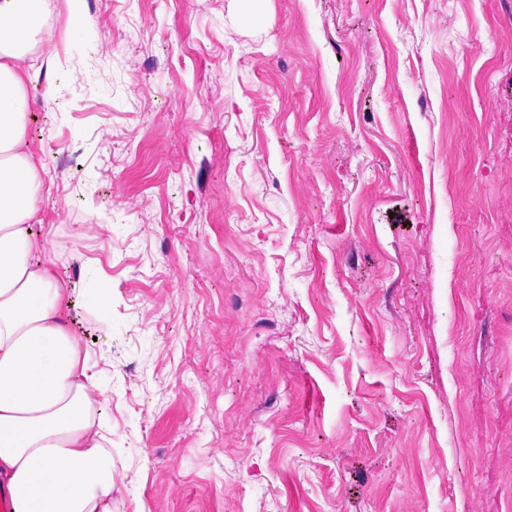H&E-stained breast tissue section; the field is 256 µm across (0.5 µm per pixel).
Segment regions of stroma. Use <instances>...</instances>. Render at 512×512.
<instances>
[{"mask_svg":"<svg viewBox=\"0 0 512 512\" xmlns=\"http://www.w3.org/2000/svg\"><path fill=\"white\" fill-rule=\"evenodd\" d=\"M84 10L27 136L112 512H512V0ZM83 0H66L70 39L76 47L82 46L91 36L92 25L84 13Z\"/></svg>","mask_w":512,"mask_h":512,"instance_id":"stroma-1","label":"stroma"}]
</instances>
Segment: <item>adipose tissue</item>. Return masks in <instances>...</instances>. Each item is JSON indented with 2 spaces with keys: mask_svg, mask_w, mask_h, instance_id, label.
<instances>
[{
  "mask_svg": "<svg viewBox=\"0 0 512 512\" xmlns=\"http://www.w3.org/2000/svg\"><path fill=\"white\" fill-rule=\"evenodd\" d=\"M48 0H0V495L9 512H112V434L97 364L69 326L30 148L29 58Z\"/></svg>",
  "mask_w": 512,
  "mask_h": 512,
  "instance_id": "adipose-tissue-1",
  "label": "adipose tissue"
}]
</instances>
